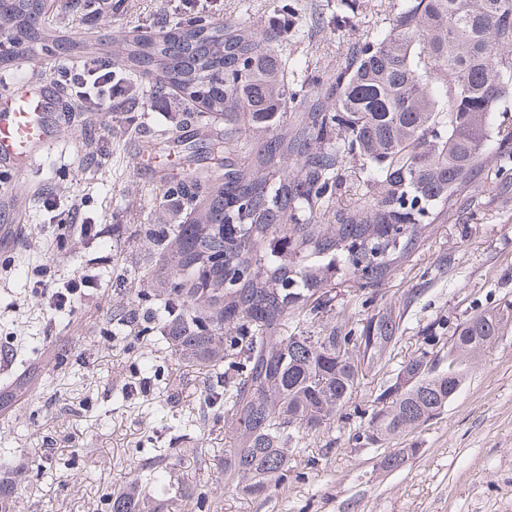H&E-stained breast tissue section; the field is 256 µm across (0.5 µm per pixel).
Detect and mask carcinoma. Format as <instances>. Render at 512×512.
I'll return each mask as SVG.
<instances>
[{
	"instance_id": "obj_1",
	"label": "carcinoma",
	"mask_w": 512,
	"mask_h": 512,
	"mask_svg": "<svg viewBox=\"0 0 512 512\" xmlns=\"http://www.w3.org/2000/svg\"><path fill=\"white\" fill-rule=\"evenodd\" d=\"M363 0H340L336 28L355 25ZM44 0H0V40L45 39ZM298 24L294 5L269 18L194 15L161 39L121 49L124 111L177 90L190 104L167 132L218 114L209 131L218 169L168 183L173 211L192 218L148 224L160 289L129 292L159 302L151 316L121 304L112 319L158 332L178 359L224 370L204 391L224 408V487L248 496L278 489L288 455L308 434L331 428L364 377L384 368L401 314L361 323L336 316L332 282L377 287L409 261L430 225L448 221L487 151L497 173L512 169V123L493 124L512 98V0H402L389 30L365 39L336 68L293 88L277 47ZM159 78L149 100L135 77ZM365 174V191L341 202L339 172ZM302 322L292 328L290 316ZM504 327L497 308L456 324L453 371L423 349L382 382L360 448H381L439 416L480 353ZM418 448H391L381 465L402 467ZM13 453L0 448V512H14ZM107 512H145L136 485L108 492Z\"/></svg>"
}]
</instances>
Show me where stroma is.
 <instances>
[{"label": "stroma", "instance_id": "1", "mask_svg": "<svg viewBox=\"0 0 512 512\" xmlns=\"http://www.w3.org/2000/svg\"><path fill=\"white\" fill-rule=\"evenodd\" d=\"M298 29L282 51L301 85L349 47L386 29L397 0H363L354 28L321 25L339 0H289ZM48 0L45 43L15 48L0 76L51 77L65 64L63 45L114 43L163 35L186 18V0H105L90 15L61 14ZM169 124L166 106L148 112L103 108L73 112L37 175L12 177L0 199V354L14 357L10 386H0V448L12 449L22 474L15 512H101L104 493L138 480L143 496L173 499L171 512H512V321L487 347L444 412L399 440L418 448L396 471L380 468L381 450L355 449L383 380L424 344L438 320L456 325L475 312L512 303V190L465 189L447 223L432 225L411 260L379 291L347 281L335 304L346 316L404 307L400 340L388 366L370 374L352 400L356 413L305 436L283 485L259 497L224 489V412L202 406L204 378L176 359L161 336L112 333V308L129 300L137 274L151 268L139 234L162 208L165 179L204 161L171 155L145 165L141 150ZM80 204L79 221L64 219ZM81 288L58 306L46 289ZM181 463L167 488L146 478L168 449ZM208 489L205 507L178 499L182 482Z\"/></svg>", "mask_w": 512, "mask_h": 512}]
</instances>
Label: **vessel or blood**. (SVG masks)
Returning a JSON list of instances; mask_svg holds the SVG:
<instances>
[{
    "label": "vessel or blood",
    "instance_id": "b4317fda",
    "mask_svg": "<svg viewBox=\"0 0 512 512\" xmlns=\"http://www.w3.org/2000/svg\"><path fill=\"white\" fill-rule=\"evenodd\" d=\"M54 84L35 86L17 79L0 84V167L14 173L36 171L56 143Z\"/></svg>",
    "mask_w": 512,
    "mask_h": 512
}]
</instances>
